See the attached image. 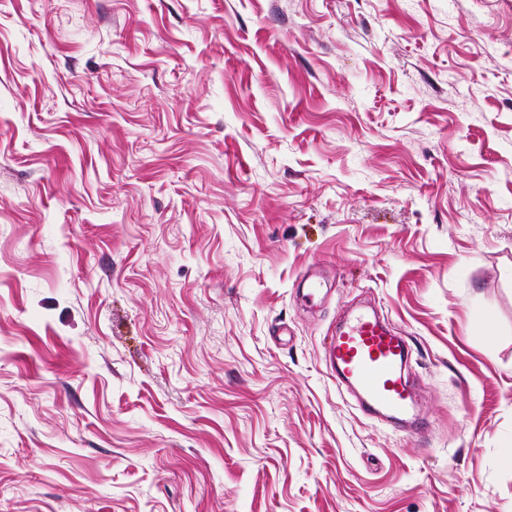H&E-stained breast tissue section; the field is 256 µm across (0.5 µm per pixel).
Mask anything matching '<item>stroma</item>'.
Instances as JSON below:
<instances>
[{
    "label": "stroma",
    "mask_w": 512,
    "mask_h": 512,
    "mask_svg": "<svg viewBox=\"0 0 512 512\" xmlns=\"http://www.w3.org/2000/svg\"><path fill=\"white\" fill-rule=\"evenodd\" d=\"M511 451L512 0H0V512H512ZM329 350L337 384L361 395L365 414L400 419L414 405V388L405 376L407 342L375 315L355 316L336 332Z\"/></svg>",
    "instance_id": "stroma-1"
}]
</instances>
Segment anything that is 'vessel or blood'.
<instances>
[{
	"instance_id": "b4317fda",
	"label": "vessel or blood",
	"mask_w": 512,
	"mask_h": 512,
	"mask_svg": "<svg viewBox=\"0 0 512 512\" xmlns=\"http://www.w3.org/2000/svg\"><path fill=\"white\" fill-rule=\"evenodd\" d=\"M408 345L403 336L370 314L355 316L331 340L330 358L336 382L356 390L364 413L397 419L415 402L405 376Z\"/></svg>"
}]
</instances>
